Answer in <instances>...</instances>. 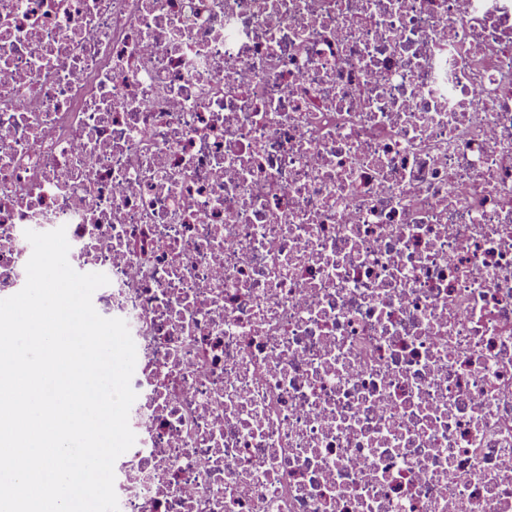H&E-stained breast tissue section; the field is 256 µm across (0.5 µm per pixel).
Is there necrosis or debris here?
Segmentation results:
<instances>
[{
  "label": "necrosis or debris",
  "mask_w": 512,
  "mask_h": 512,
  "mask_svg": "<svg viewBox=\"0 0 512 512\" xmlns=\"http://www.w3.org/2000/svg\"><path fill=\"white\" fill-rule=\"evenodd\" d=\"M61 226L119 512H512V0H0L1 295Z\"/></svg>",
  "instance_id": "4bbe7bcc"
}]
</instances>
